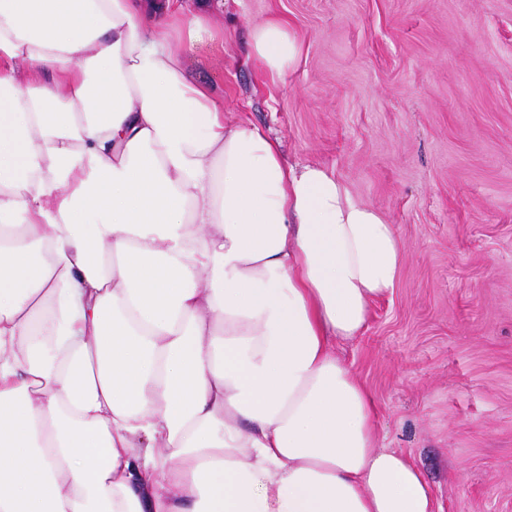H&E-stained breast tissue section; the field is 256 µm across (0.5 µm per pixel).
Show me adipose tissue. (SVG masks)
Listing matches in <instances>:
<instances>
[{"mask_svg":"<svg viewBox=\"0 0 512 512\" xmlns=\"http://www.w3.org/2000/svg\"><path fill=\"white\" fill-rule=\"evenodd\" d=\"M204 37L181 0H0V512H437L333 349L396 230L225 122Z\"/></svg>","mask_w":512,"mask_h":512,"instance_id":"adipose-tissue-1","label":"adipose tissue"}]
</instances>
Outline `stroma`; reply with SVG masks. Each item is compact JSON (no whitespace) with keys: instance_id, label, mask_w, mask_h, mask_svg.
Wrapping results in <instances>:
<instances>
[{"instance_id":"stroma-1","label":"stroma","mask_w":512,"mask_h":512,"mask_svg":"<svg viewBox=\"0 0 512 512\" xmlns=\"http://www.w3.org/2000/svg\"><path fill=\"white\" fill-rule=\"evenodd\" d=\"M187 48L229 123L334 173L394 225L404 261L337 354L373 395L379 442L444 512H512V0H212ZM277 17L285 76L250 56ZM300 55V44L282 21L271 19L252 28L250 56L271 74L284 75Z\"/></svg>"}]
</instances>
